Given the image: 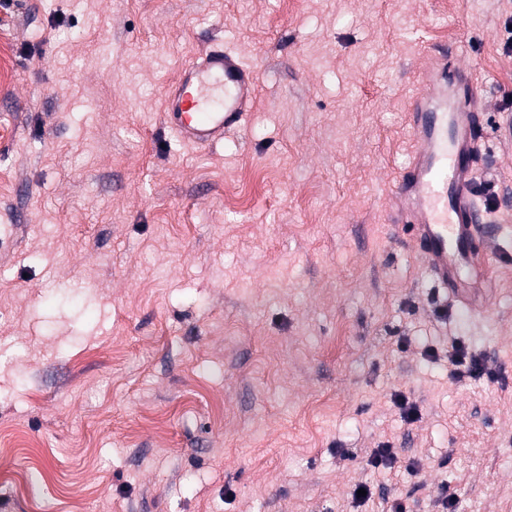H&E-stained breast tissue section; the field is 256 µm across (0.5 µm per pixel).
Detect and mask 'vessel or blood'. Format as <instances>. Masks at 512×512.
Returning a JSON list of instances; mask_svg holds the SVG:
<instances>
[{
  "mask_svg": "<svg viewBox=\"0 0 512 512\" xmlns=\"http://www.w3.org/2000/svg\"><path fill=\"white\" fill-rule=\"evenodd\" d=\"M257 71L216 45L188 61L163 91L164 123L190 148H208L244 127ZM410 120L415 148L390 193L391 224L409 227L426 266L452 301L484 310L477 289L490 262L488 210L472 191L483 140V107L472 71L430 57L420 74Z\"/></svg>",
  "mask_w": 512,
  "mask_h": 512,
  "instance_id": "obj_1",
  "label": "vessel or blood"
}]
</instances>
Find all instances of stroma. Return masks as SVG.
I'll use <instances>...</instances> for the list:
<instances>
[{
	"label": "stroma",
	"mask_w": 512,
	"mask_h": 512,
	"mask_svg": "<svg viewBox=\"0 0 512 512\" xmlns=\"http://www.w3.org/2000/svg\"><path fill=\"white\" fill-rule=\"evenodd\" d=\"M510 20L512 0H0V512H442L443 484L454 512H512ZM211 43L259 90L198 150L161 95ZM448 47L493 125L483 316L386 221L417 73ZM459 343L495 379H454Z\"/></svg>",
	"instance_id": "obj_1"
}]
</instances>
